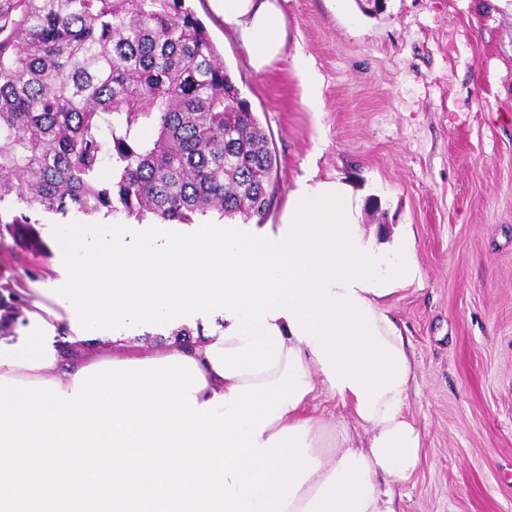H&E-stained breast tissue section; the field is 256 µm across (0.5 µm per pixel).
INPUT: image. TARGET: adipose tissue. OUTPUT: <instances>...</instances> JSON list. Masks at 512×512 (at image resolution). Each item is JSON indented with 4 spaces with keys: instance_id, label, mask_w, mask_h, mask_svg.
<instances>
[{
    "instance_id": "obj_1",
    "label": "adipose tissue",
    "mask_w": 512,
    "mask_h": 512,
    "mask_svg": "<svg viewBox=\"0 0 512 512\" xmlns=\"http://www.w3.org/2000/svg\"><path fill=\"white\" fill-rule=\"evenodd\" d=\"M225 30L242 40L261 72L284 52L286 16L279 0H209ZM165 245H152L155 237ZM84 259L53 294L54 305L26 308L35 345L0 343V377L74 386L81 366L61 371L54 345L59 325L92 327L113 338L115 312L147 324L179 326L203 319L202 337L172 352L192 358L205 379L203 404L238 385L279 379L297 354L308 391L265 427L258 443L281 429H307L309 457L320 467L287 512H397L396 491L420 463L422 438L408 416L415 366L388 299L418 274L413 244L369 235L358 205L332 180L301 182L274 224H115L94 242L72 240ZM219 311L222 323L210 322ZM350 404L369 437L354 446L331 433L308 407L321 393Z\"/></svg>"
}]
</instances>
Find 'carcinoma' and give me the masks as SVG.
I'll return each mask as SVG.
<instances>
[{
	"label": "carcinoma",
	"mask_w": 512,
	"mask_h": 512,
	"mask_svg": "<svg viewBox=\"0 0 512 512\" xmlns=\"http://www.w3.org/2000/svg\"><path fill=\"white\" fill-rule=\"evenodd\" d=\"M278 167L187 0H0V237L34 210L260 224Z\"/></svg>",
	"instance_id": "cac0c4a2"
}]
</instances>
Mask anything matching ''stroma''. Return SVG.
Wrapping results in <instances>:
<instances>
[{"instance_id":"1","label":"stroma","mask_w":512,"mask_h":512,"mask_svg":"<svg viewBox=\"0 0 512 512\" xmlns=\"http://www.w3.org/2000/svg\"><path fill=\"white\" fill-rule=\"evenodd\" d=\"M190 5L279 160L266 223L310 177L347 187L365 232L412 236L419 277L386 306L414 355L408 414L423 435L399 512H512V0H281L286 51L263 72L209 0ZM33 218L41 248L0 238L11 338L37 289L82 260L55 215ZM114 332L103 358L159 355L196 329L119 314Z\"/></svg>"}]
</instances>
